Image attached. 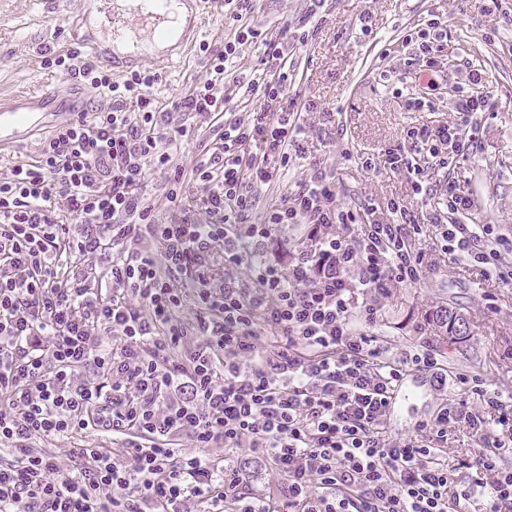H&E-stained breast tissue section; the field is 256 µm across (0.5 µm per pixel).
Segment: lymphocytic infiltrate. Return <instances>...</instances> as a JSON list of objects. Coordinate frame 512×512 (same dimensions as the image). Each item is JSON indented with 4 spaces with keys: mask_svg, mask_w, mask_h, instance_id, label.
<instances>
[{
    "mask_svg": "<svg viewBox=\"0 0 512 512\" xmlns=\"http://www.w3.org/2000/svg\"><path fill=\"white\" fill-rule=\"evenodd\" d=\"M305 2L298 25L268 39L253 24L257 0H224L233 40L167 107L149 94L156 72L116 81L78 47L44 58L110 105L75 113L37 159L0 175V512H462L482 486L483 512H512V469L498 465L512 409L481 375L449 373L428 348L393 356L374 334L392 288L424 274L414 212L393 200L381 220L337 204L336 176L318 164L264 200L304 154L310 105L293 91L289 50L307 43L326 0ZM447 30L438 15L409 30L411 62L435 71ZM246 44L261 51L247 72L234 65ZM471 83L453 101L460 122L409 130L385 165L433 199L444 254L497 270L512 241L450 222L472 206L456 180L435 190L419 178L421 161L476 156V116L497 101ZM199 117L220 132L191 169L172 167ZM158 171L164 223L146 193ZM286 227L309 245L283 265L266 242ZM413 374L453 381L480 406L450 403L415 436L392 437L389 400ZM456 423L479 446L452 466L440 443ZM92 433L119 448L79 444ZM41 439L70 446L49 452ZM240 448L275 488H255L254 467L230 458Z\"/></svg>",
    "mask_w": 512,
    "mask_h": 512,
    "instance_id": "1",
    "label": "lymphocytic infiltrate"
}]
</instances>
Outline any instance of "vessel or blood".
I'll use <instances>...</instances> for the list:
<instances>
[{"label":"vessel or blood","mask_w":512,"mask_h":512,"mask_svg":"<svg viewBox=\"0 0 512 512\" xmlns=\"http://www.w3.org/2000/svg\"><path fill=\"white\" fill-rule=\"evenodd\" d=\"M126 11H117L114 0H88L84 12L77 15L75 29L90 26L110 27L111 43L102 59L113 71L134 70L142 60L143 46H152L155 64L164 66L174 51L191 46L197 38V26L207 6H221L222 0H131ZM42 91L26 94L24 100L0 104V127L22 122L32 101L41 100Z\"/></svg>","instance_id":"1"}]
</instances>
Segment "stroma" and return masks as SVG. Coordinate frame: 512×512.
<instances>
[{
  "instance_id": "obj_1",
  "label": "stroma",
  "mask_w": 512,
  "mask_h": 512,
  "mask_svg": "<svg viewBox=\"0 0 512 512\" xmlns=\"http://www.w3.org/2000/svg\"><path fill=\"white\" fill-rule=\"evenodd\" d=\"M84 3L67 0L63 9L50 14L42 0H0V101L13 102L38 87L56 96L52 111L40 113L38 123L18 126L14 143L0 148V168L35 158L71 110L106 107L90 86L41 65L44 51L62 54L76 47L72 22ZM510 7L512 0H502L498 9L490 0H328L325 22L306 44L296 46L293 56L295 87L313 105L304 158L267 194L276 200L296 189L309 165L319 162L336 172L338 204L358 206L369 200L382 209L392 199L407 202L421 226L413 245L425 253L427 269L418 284L394 289L376 334L396 356L434 348L449 370L481 374L488 390L506 397L512 395V287L436 251L429 203L414 195L405 173L390 172L384 161L388 149L404 144L408 130L453 120L457 91L469 88L472 70H479L497 99L496 110L480 116V153L456 166H424L421 177L434 186L456 179L472 199L459 223L494 224L512 238V31L502 19ZM304 10L303 0H259L255 23L274 34ZM431 14L448 19L436 73L404 65L407 31ZM231 35L223 16L205 14L196 44L162 68L161 82L149 90L152 98L164 107L184 96L207 75L200 44L220 51ZM385 69L407 72L408 85L416 96L429 99L431 108L407 109L393 84L380 79ZM350 153L371 158L374 170L347 161ZM444 310L467 318L466 335H446L436 320ZM422 382L420 399L403 401L390 411L387 423L393 436L414 435L420 422L433 420L442 406L465 397L457 386L431 376H423Z\"/></svg>"
}]
</instances>
